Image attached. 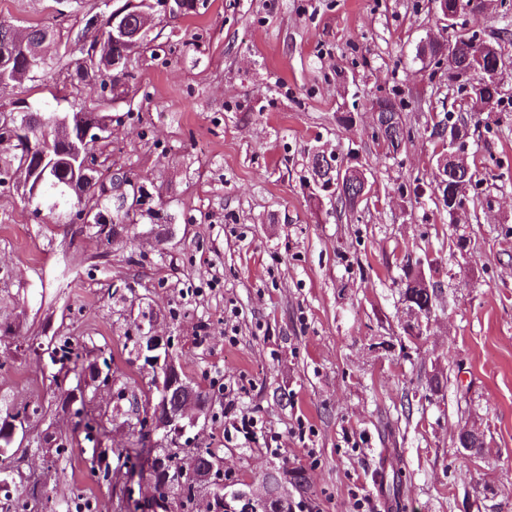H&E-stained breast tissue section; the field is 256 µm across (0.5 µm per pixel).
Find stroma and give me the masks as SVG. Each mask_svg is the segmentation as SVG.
Masks as SVG:
<instances>
[{
  "instance_id": "stroma-1",
  "label": "stroma",
  "mask_w": 512,
  "mask_h": 512,
  "mask_svg": "<svg viewBox=\"0 0 512 512\" xmlns=\"http://www.w3.org/2000/svg\"><path fill=\"white\" fill-rule=\"evenodd\" d=\"M53 7L0 0V24L53 28L79 58L102 0H76L64 19ZM434 12L433 0H199L195 15H154L125 98L71 85L62 66L0 86L7 113L23 99L95 112L102 172L141 200L122 219L100 198L124 226L107 245L78 222L76 193L51 211L21 177L0 184V414L45 403L29 441L72 432L52 381L65 368L31 347L53 336L77 340L89 363L112 355L121 391L68 377L115 419L71 456L17 452L25 488L116 512L91 462L131 443L123 422L149 395L137 345L149 328L210 398L206 426L177 451H214L225 484L303 471L293 512H356L361 498L363 512H512V70L497 108L462 111L447 62L418 55L443 35ZM456 23L512 56V0ZM386 96L410 132L394 154L372 136L370 104ZM447 114L484 166L480 204L455 217L436 204L426 130ZM316 151L364 169L368 207L337 209L311 178ZM427 252L438 291L417 342L403 331L400 279ZM465 424L483 431L481 456L457 446Z\"/></svg>"
}]
</instances>
